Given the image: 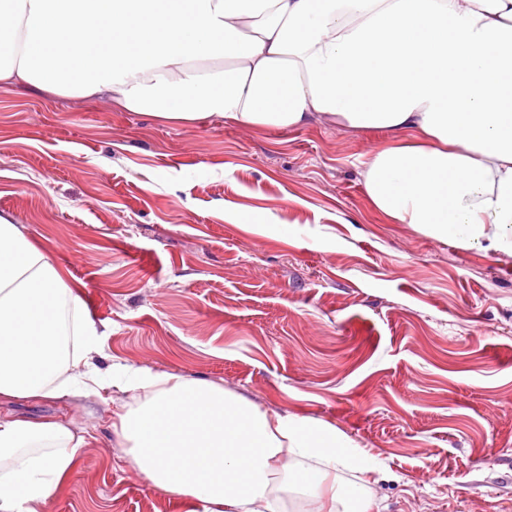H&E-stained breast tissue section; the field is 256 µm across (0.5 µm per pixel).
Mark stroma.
<instances>
[{
	"label": "stroma",
	"instance_id": "obj_1",
	"mask_svg": "<svg viewBox=\"0 0 512 512\" xmlns=\"http://www.w3.org/2000/svg\"><path fill=\"white\" fill-rule=\"evenodd\" d=\"M388 139L0 86V213L78 286L114 376L0 405L91 437L46 512H179L112 433L141 369L334 427L371 458L380 512H512V257L374 212L362 162Z\"/></svg>",
	"mask_w": 512,
	"mask_h": 512
}]
</instances>
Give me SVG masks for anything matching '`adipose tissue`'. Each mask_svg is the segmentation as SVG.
Wrapping results in <instances>:
<instances>
[{"mask_svg": "<svg viewBox=\"0 0 512 512\" xmlns=\"http://www.w3.org/2000/svg\"><path fill=\"white\" fill-rule=\"evenodd\" d=\"M0 83L174 125L387 131L363 162L374 210L512 256V0H0ZM99 351L77 287L0 214V399L97 393ZM136 387L112 432L184 512H280L286 454L315 463L306 512H371L372 468L335 430L206 381L142 370ZM87 443L0 414V512H44ZM343 468L360 484L344 489Z\"/></svg>", "mask_w": 512, "mask_h": 512, "instance_id": "1", "label": "adipose tissue"}]
</instances>
